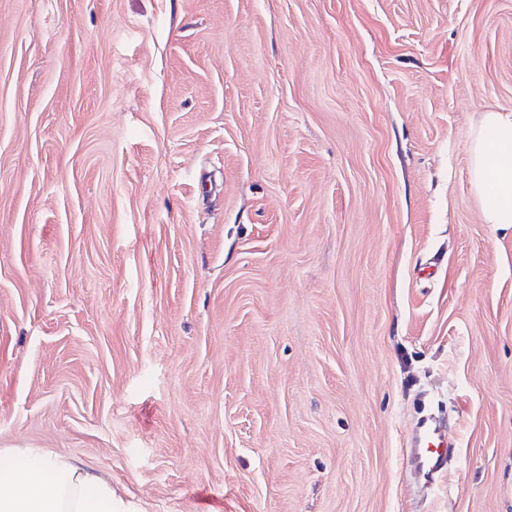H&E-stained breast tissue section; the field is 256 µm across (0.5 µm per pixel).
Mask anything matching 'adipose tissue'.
Here are the masks:
<instances>
[{
	"instance_id": "obj_1",
	"label": "adipose tissue",
	"mask_w": 512,
	"mask_h": 512,
	"mask_svg": "<svg viewBox=\"0 0 512 512\" xmlns=\"http://www.w3.org/2000/svg\"><path fill=\"white\" fill-rule=\"evenodd\" d=\"M470 184L487 224L512 226V113L484 112L467 142ZM0 469V512H123L112 485L73 457L28 446Z\"/></svg>"
}]
</instances>
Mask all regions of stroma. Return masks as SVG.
Masks as SVG:
<instances>
[{
	"label": "stroma",
	"mask_w": 512,
	"mask_h": 512,
	"mask_svg": "<svg viewBox=\"0 0 512 512\" xmlns=\"http://www.w3.org/2000/svg\"><path fill=\"white\" fill-rule=\"evenodd\" d=\"M491 109L512 0H0V460L128 512H512ZM467 153L483 223L512 227V113L484 112L470 134ZM408 452L420 464L427 483L434 481L448 463V439L432 418L423 419L409 441Z\"/></svg>",
	"instance_id": "obj_1"
}]
</instances>
